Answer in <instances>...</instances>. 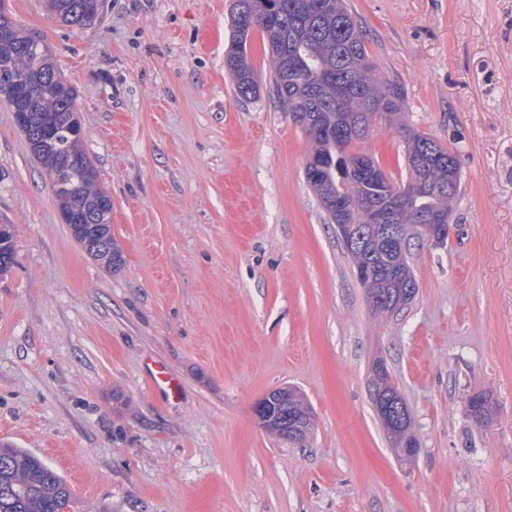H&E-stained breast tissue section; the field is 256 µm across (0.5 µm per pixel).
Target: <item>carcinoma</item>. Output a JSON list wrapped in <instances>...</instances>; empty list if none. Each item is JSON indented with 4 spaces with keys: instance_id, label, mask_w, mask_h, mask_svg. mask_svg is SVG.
<instances>
[{
    "instance_id": "cac0c4a2",
    "label": "carcinoma",
    "mask_w": 512,
    "mask_h": 512,
    "mask_svg": "<svg viewBox=\"0 0 512 512\" xmlns=\"http://www.w3.org/2000/svg\"><path fill=\"white\" fill-rule=\"evenodd\" d=\"M97 0H44L46 10L62 25L81 28L97 16ZM259 30L268 47L271 87L278 102L291 112L293 122L311 144L304 178L327 213L331 223L350 224L360 237L350 243L354 272L365 289L371 312L377 316L409 306L416 293L393 308L387 297L400 288L394 272L411 267V243L388 250L382 230L367 223L371 208H396L394 223L417 224L427 214H448L460 188V180H449V166L459 167L454 150L422 133L403 120L400 88L385 78L366 49L360 24L345 0H232L231 47L224 58L236 94L246 100L260 96L261 85L247 51V39ZM0 76L43 85L53 73V59L33 44L35 33L13 20L0 0ZM77 96L66 82H56L27 100L36 116L50 120L52 139L34 151L49 181L62 180L68 190L55 195L63 211L91 210L112 199L99 183L98 170L83 147V139L69 133L70 114L77 111ZM393 127L404 142L407 178L397 181L386 174V182L374 187L362 170L351 163L363 152L376 123ZM70 155H78L85 167L64 170ZM342 207L336 208V201ZM99 234L109 240L112 255L108 267L120 266L122 256L112 239V225L102 224ZM16 263L14 229L0 224V277ZM370 390L380 405L395 413L408 408L392 382L386 361L371 366ZM473 422L482 426L492 415L485 392L466 400ZM278 412L286 416L288 433L273 435L289 444L304 445L312 428L313 411L294 389L280 401ZM72 503L66 480L38 456L9 444L0 445V512H65Z\"/></svg>"
}]
</instances>
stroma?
Listing matches in <instances>:
<instances>
[{"instance_id": "obj_1", "label": "stroma", "mask_w": 512, "mask_h": 512, "mask_svg": "<svg viewBox=\"0 0 512 512\" xmlns=\"http://www.w3.org/2000/svg\"><path fill=\"white\" fill-rule=\"evenodd\" d=\"M0 2L77 92L123 256L78 246L0 103V443L54 467L72 512H512V0H347L407 123L462 171L447 242L413 246L418 293L384 320L304 181L259 31L261 98L225 73L230 0H102L79 29ZM364 148L404 176L395 130ZM378 357L413 415L410 466L371 405ZM159 365L176 397L153 389ZM283 386L314 412L301 446L255 419ZM15 263L13 225L0 224V277L9 273ZM467 411L473 422L478 426H483L492 415V404L489 396L485 392H475L466 400Z\"/></svg>"}]
</instances>
